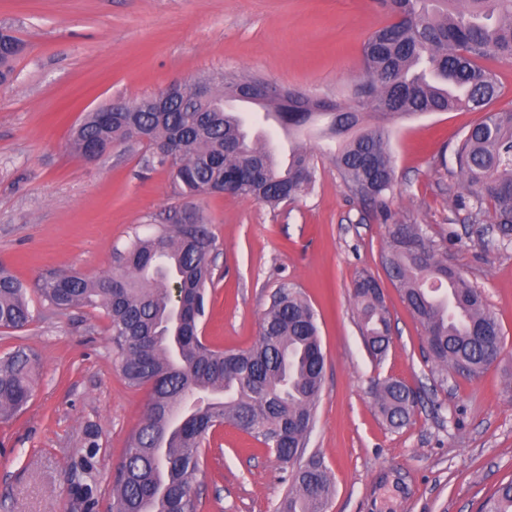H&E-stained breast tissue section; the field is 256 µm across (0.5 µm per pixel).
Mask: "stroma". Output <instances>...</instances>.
Wrapping results in <instances>:
<instances>
[{"label":"stroma","mask_w":512,"mask_h":512,"mask_svg":"<svg viewBox=\"0 0 512 512\" xmlns=\"http://www.w3.org/2000/svg\"><path fill=\"white\" fill-rule=\"evenodd\" d=\"M387 21L378 0H0V27L25 45L14 81L0 85V264L31 287L51 272L96 278L131 233L151 235L156 216L185 207L146 147L122 145L94 163L76 154L72 130L85 113L224 71L344 100L363 42ZM481 118L392 120L395 179L380 204L352 195L312 139L304 142L315 154L310 195L275 208L228 194L197 202L216 240L201 326L210 345L250 347L284 286L317 313L324 379L305 453L333 477L327 512H479L512 479V242L497 241L492 216L472 223L458 203L455 150ZM400 222L443 242L497 318L502 353L478 377L433 362L386 275L380 254ZM362 271L378 280L391 315L379 361L352 295ZM38 310L24 330L0 331V356L25 347L40 358L27 408L0 420V512H80L71 495L78 481L97 488L92 512H110L149 391L122 378L102 312ZM388 378L416 397L398 429L375 405ZM284 475L266 444L228 423L204 440L191 491L200 512H282Z\"/></svg>","instance_id":"stroma-1"}]
</instances>
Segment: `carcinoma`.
<instances>
[{"label": "carcinoma", "mask_w": 512, "mask_h": 512, "mask_svg": "<svg viewBox=\"0 0 512 512\" xmlns=\"http://www.w3.org/2000/svg\"><path fill=\"white\" fill-rule=\"evenodd\" d=\"M393 21L373 32L361 52L364 88L355 103L290 92L267 95L268 84L232 73L196 79L207 99L183 92L166 112L155 96L134 102L135 112L105 105L88 112L72 134V146L88 157L93 145H147L160 150L182 197L227 192L275 207L309 194L316 167L302 145L288 166L274 161L265 143L246 137L224 110V99H260L279 124L296 134L326 120L324 137L337 145L325 155L349 192L383 201L394 170L383 125L395 115L466 109L484 113L455 152L457 175L473 199L471 220L483 223L491 206L502 240L512 239V109H489L500 93L488 58L512 60V0H381ZM23 43L0 31V84L13 79ZM188 224L161 222L157 234L134 235L116 250L112 272L97 279L77 274L50 277L37 288L42 302L58 311L101 309L109 319L113 350L131 387L153 384L143 421L129 435L125 457L112 485V512H189L198 507L189 484L199 468L204 435L229 422L278 449L290 483L287 512H325L332 478L315 458L303 462L322 391L324 354L317 317L301 294L288 287L264 311L258 339L244 350L222 351L202 340L201 321L212 283L209 254L215 239L204 215L188 210ZM381 264L423 326L436 364L469 377L492 364L502 340L482 293L461 277L447 253L418 224H392ZM354 299L366 348L376 358L390 343L391 321L378 281L364 273L354 281ZM37 319L29 288L0 266V329L18 331ZM36 358L18 350L0 359V419L22 411L32 396ZM389 425L407 424L414 410L411 390L386 380L376 392ZM76 506L94 490L77 482ZM482 512H512V480L485 500Z\"/></svg>", "instance_id": "cac0c4a2"}]
</instances>
